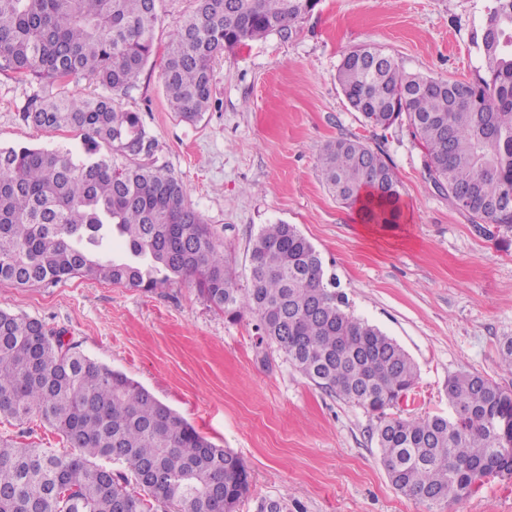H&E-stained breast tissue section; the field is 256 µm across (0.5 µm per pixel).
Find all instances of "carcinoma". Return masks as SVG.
<instances>
[{
    "mask_svg": "<svg viewBox=\"0 0 512 512\" xmlns=\"http://www.w3.org/2000/svg\"><path fill=\"white\" fill-rule=\"evenodd\" d=\"M162 65L169 108L196 123L213 106L211 69L226 49L289 35L318 0H195ZM477 43L484 73L438 80L407 72L376 48L343 55L336 80L374 128L404 119L435 188L473 224H512V0H494ZM158 0H0V72L43 84L23 118L80 134L84 157L0 149V282L22 288L84 276L151 291L194 278L232 318L248 310L317 387L378 416L380 461L393 488L427 508L512 476V393L476 372L448 377L455 416L403 418L417 367L396 340L346 311L336 278L291 224H265L250 245L246 293L182 180L152 160L137 112L110 96L51 88L87 77L114 94L136 88L154 48ZM321 181L366 224H398L399 182L380 149L348 138L318 159ZM37 416L73 453L0 436V512H237L250 473L179 412L125 373L82 353L39 319L0 310V419Z\"/></svg>",
    "mask_w": 512,
    "mask_h": 512,
    "instance_id": "carcinoma-1",
    "label": "carcinoma"
}]
</instances>
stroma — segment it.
I'll return each mask as SVG.
<instances>
[{"label": "stroma", "instance_id": "1", "mask_svg": "<svg viewBox=\"0 0 512 512\" xmlns=\"http://www.w3.org/2000/svg\"><path fill=\"white\" fill-rule=\"evenodd\" d=\"M494 0H319L292 35H269L213 64L214 105L189 124L165 99L161 61L194 0H160L155 52L119 106L140 113L154 157L178 176L216 232L238 288L249 247L266 224L295 226L335 276L351 313L414 360L418 382L403 415H448L447 382L477 372L512 390L500 347L512 339V227L474 224L434 187L407 124L371 127L337 81L342 56L361 46L411 73L464 80L483 66L475 39ZM39 84L0 72V149L81 154L72 132L22 118ZM381 148L405 204L396 225L366 224L334 199L317 171L330 141ZM0 309L42 320L86 355L152 391L202 435L239 455L250 492L238 512H427L396 491L377 449L376 415L256 344L251 314L228 317L183 280L144 293L75 277L58 285L0 283ZM437 512H512V477L495 478Z\"/></svg>", "mask_w": 512, "mask_h": 512}]
</instances>
